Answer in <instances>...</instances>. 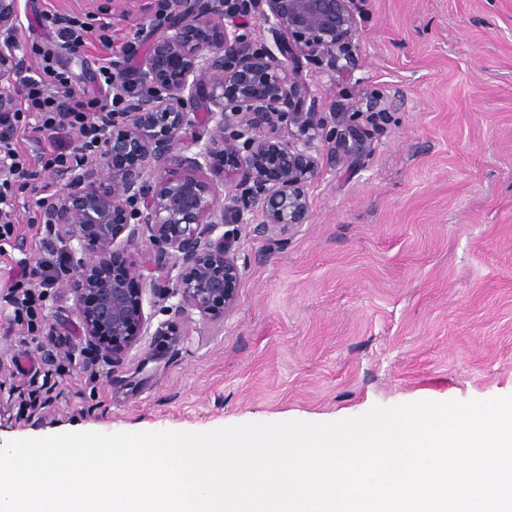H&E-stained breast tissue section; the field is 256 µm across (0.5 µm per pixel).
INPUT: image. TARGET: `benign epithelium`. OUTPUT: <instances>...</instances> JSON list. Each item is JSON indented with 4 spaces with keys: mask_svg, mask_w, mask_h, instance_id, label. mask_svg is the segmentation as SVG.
Segmentation results:
<instances>
[{
    "mask_svg": "<svg viewBox=\"0 0 512 512\" xmlns=\"http://www.w3.org/2000/svg\"><path fill=\"white\" fill-rule=\"evenodd\" d=\"M352 4L224 0L215 10L171 0L175 20L135 70L145 93L106 132L100 159L81 165L41 209L66 256L54 281L73 295L80 342L100 361L111 366L140 343L145 291L179 298L178 315L194 310L212 321L236 305L242 272L232 246L243 228L274 237L309 223L325 119L304 109L297 63L334 66L348 56L359 36ZM254 9L269 46L239 34ZM18 19V0H0V115L17 102L10 33ZM146 240L151 252L141 261Z\"/></svg>",
    "mask_w": 512,
    "mask_h": 512,
    "instance_id": "benign-epithelium-1",
    "label": "benign epithelium"
}]
</instances>
